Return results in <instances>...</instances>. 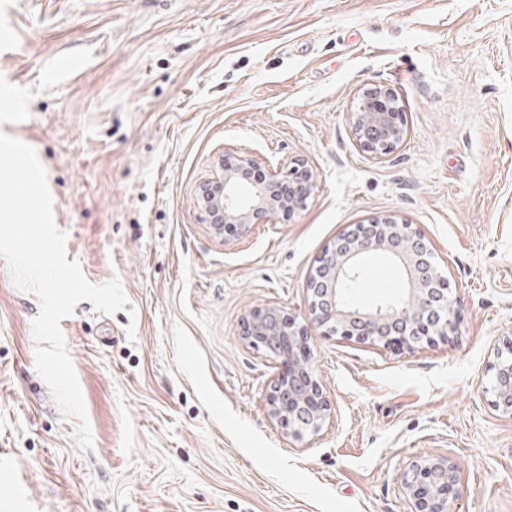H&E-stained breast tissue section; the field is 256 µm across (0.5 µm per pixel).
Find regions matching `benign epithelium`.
I'll list each match as a JSON object with an SVG mask.
<instances>
[{"label":"benign epithelium","instance_id":"1","mask_svg":"<svg viewBox=\"0 0 512 512\" xmlns=\"http://www.w3.org/2000/svg\"><path fill=\"white\" fill-rule=\"evenodd\" d=\"M362 98L350 113L352 130L363 151L385 158L403 138L399 97L390 87L378 84L364 91ZM259 168L261 163L252 156L226 153L218 159V173L199 186L197 206L226 240L249 235L279 210L303 207L316 186L313 172L300 159L269 171L263 179L251 177ZM283 186L288 193H282ZM372 253L386 254L402 269L406 280L402 303L359 309L343 299V287L358 280L363 260ZM307 291L312 323L329 335L372 345L412 349L422 343L449 342L459 319L449 304V284L438 275L431 248L417 228L393 217L349 225L319 256ZM242 339L278 362L279 372L266 394L270 419L295 436L319 433L331 418V406L311 365L308 325L276 306H267L246 318ZM489 371L492 403L512 418V338L504 342ZM460 485L459 467L448 456L414 461L401 477L410 512H450L451 501L460 496Z\"/></svg>","mask_w":512,"mask_h":512}]
</instances>
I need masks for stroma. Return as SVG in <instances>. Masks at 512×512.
Masks as SVG:
<instances>
[{
  "mask_svg": "<svg viewBox=\"0 0 512 512\" xmlns=\"http://www.w3.org/2000/svg\"><path fill=\"white\" fill-rule=\"evenodd\" d=\"M0 131L43 166L67 257L119 278L131 311L79 302L61 329L93 447L35 371L39 301L0 258V512H408L402 474L448 456L454 512H512V419L488 366L512 335V0H0ZM90 55L84 75L61 77ZM391 87L405 136L376 159L349 119ZM225 152L305 159L306 206L238 241L203 223ZM417 227L459 311L409 351L311 328L332 409L272 421L275 359L246 346L266 305L305 317L315 260L347 225ZM367 257L358 306L401 293ZM134 334H127V326Z\"/></svg>",
  "mask_w": 512,
  "mask_h": 512,
  "instance_id": "stroma-1",
  "label": "stroma"
}]
</instances>
